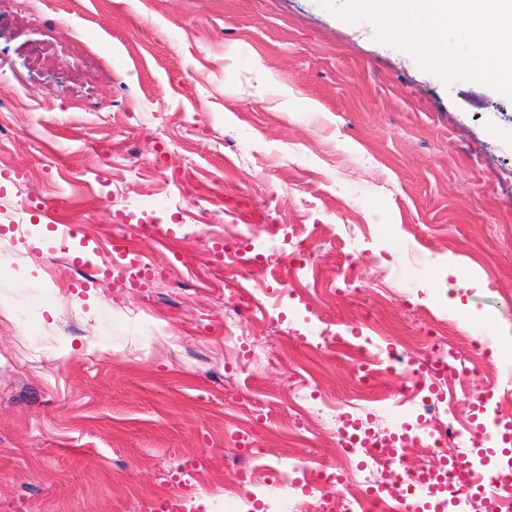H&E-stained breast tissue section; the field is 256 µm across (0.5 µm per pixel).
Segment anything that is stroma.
Returning <instances> with one entry per match:
<instances>
[{"label": "stroma", "mask_w": 512, "mask_h": 512, "mask_svg": "<svg viewBox=\"0 0 512 512\" xmlns=\"http://www.w3.org/2000/svg\"><path fill=\"white\" fill-rule=\"evenodd\" d=\"M78 226L68 251L54 227ZM133 239L168 279H128ZM281 224L316 241L304 270L277 239L247 288L261 370L224 345V237ZM447 346H429L431 327ZM328 329L407 342L430 395L475 449L512 398V97L444 82L316 0H10L0 11V512H270L243 505L229 430L252 400L266 463L336 462L293 393L342 421L400 431L394 401H357L349 350L306 351ZM486 342L489 379L469 360Z\"/></svg>", "instance_id": "stroma-1"}]
</instances>
